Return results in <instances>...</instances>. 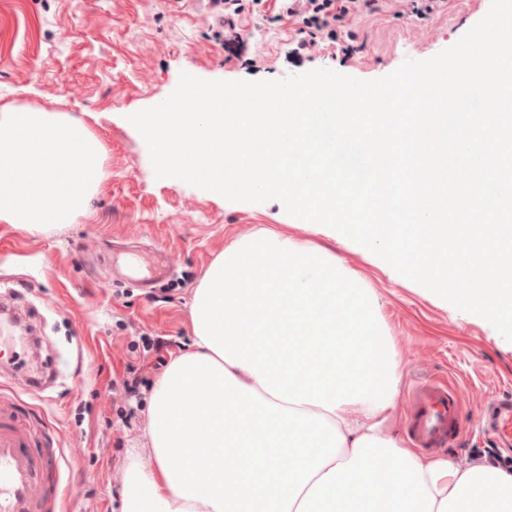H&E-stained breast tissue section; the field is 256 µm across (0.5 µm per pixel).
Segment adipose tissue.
Segmentation results:
<instances>
[{"label":"adipose tissue","instance_id":"obj_1","mask_svg":"<svg viewBox=\"0 0 512 512\" xmlns=\"http://www.w3.org/2000/svg\"><path fill=\"white\" fill-rule=\"evenodd\" d=\"M192 348L155 382L122 512H512V468L402 447L399 363L370 289L335 255L262 229L190 303Z\"/></svg>","mask_w":512,"mask_h":512}]
</instances>
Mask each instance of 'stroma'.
<instances>
[{"label": "stroma", "instance_id": "stroma-1", "mask_svg": "<svg viewBox=\"0 0 512 512\" xmlns=\"http://www.w3.org/2000/svg\"><path fill=\"white\" fill-rule=\"evenodd\" d=\"M481 19L474 0H448L437 18L362 23L367 48L343 61L288 56L289 24L247 13L255 63L225 62L219 27L197 0H0V108L26 105L80 120L105 145V177L87 216L42 236L0 223V299L24 310L35 346L0 344V395L28 403L42 449L60 458L62 499L49 512H119L131 459L154 466L144 434L157 357L186 350L189 306L213 260L261 228L334 252L378 298L400 361L388 424L407 438L408 396L447 383L460 403L463 439L440 450L461 463H489L498 439L480 429L485 403L512 397V344L487 321L446 305L366 252L288 215L280 201L231 202L176 178H156L149 150L128 117L164 101L180 72L205 80H275L330 68L361 80L453 46ZM163 251L171 276L146 289L114 266ZM167 339L162 353L149 351ZM134 374V391L111 383ZM39 392L23 391L28 375Z\"/></svg>", "mask_w": 512, "mask_h": 512}]
</instances>
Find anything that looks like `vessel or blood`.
Segmentation results:
<instances>
[{
    "instance_id": "1",
    "label": "vessel or blood",
    "mask_w": 512,
    "mask_h": 512,
    "mask_svg": "<svg viewBox=\"0 0 512 512\" xmlns=\"http://www.w3.org/2000/svg\"><path fill=\"white\" fill-rule=\"evenodd\" d=\"M161 260L139 266L138 282L147 288L169 276ZM409 432L415 447L433 451L461 433L458 397L446 384L424 383L410 395ZM485 421L498 436L512 439V399L486 404ZM58 459L35 446L26 411L15 400L0 399V512H41L51 488L59 486Z\"/></svg>"
}]
</instances>
